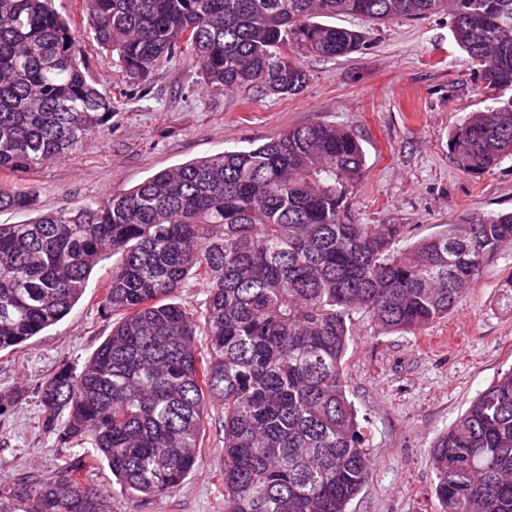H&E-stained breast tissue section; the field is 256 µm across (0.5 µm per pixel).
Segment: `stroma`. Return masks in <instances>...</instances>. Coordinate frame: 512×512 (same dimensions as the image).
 <instances>
[{"mask_svg":"<svg viewBox=\"0 0 512 512\" xmlns=\"http://www.w3.org/2000/svg\"><path fill=\"white\" fill-rule=\"evenodd\" d=\"M336 26L359 31L363 46L324 59L301 55L308 80L294 96H257L205 86L191 54L158 63L147 90H132L115 59L86 44L90 82L114 106L104 137L28 177L0 175V186L35 191L43 212L131 189L158 171L316 123L345 127L366 156L364 178L349 196L358 224H400L403 244L441 232L461 214L512 211V161L482 175L463 171L448 151L449 133L488 101L451 17L371 24L341 16ZM112 270L103 260L71 313L14 350L0 352V477L56 475L69 449L44 430L40 385L63 365L79 368L109 336L112 321L99 301ZM512 271V246L488 263L480 282L448 316L425 329L377 333L356 318L343 365L349 394L373 456L368 483L349 512H441L429 451L499 373L512 368V309L498 299ZM221 407L209 410L194 472L169 498H133L108 466L87 475L112 512H224V491L211 469L223 446Z\"/></svg>","mask_w":512,"mask_h":512,"instance_id":"obj_1","label":"stroma"}]
</instances>
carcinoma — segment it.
I'll return each mask as SVG.
<instances>
[{
	"label": "carcinoma",
	"instance_id": "cac0c4a2",
	"mask_svg": "<svg viewBox=\"0 0 512 512\" xmlns=\"http://www.w3.org/2000/svg\"><path fill=\"white\" fill-rule=\"evenodd\" d=\"M82 4L83 31L52 0H0V173L21 178L108 130L112 98L84 72L88 39L136 87L190 51L208 85L293 96L308 80L297 54L361 45L326 19L440 12L495 103L449 134V152L479 175L512 159V96L499 104L512 91V0ZM365 170L349 131L312 124L0 224V351L64 319L93 269L116 257L100 301L111 334L40 389L43 427L95 451L67 457L52 479L0 480V512H111L84 479L103 462L128 494L169 497L195 468L214 405L224 409V512H348L372 473L343 373L354 315L379 333L420 331L512 244V212L469 213L407 247L401 224L353 223L348 194ZM0 209L34 212L37 201L1 187ZM197 284L200 311L177 302ZM430 462L444 512H512V369L439 435Z\"/></svg>",
	"mask_w": 512,
	"mask_h": 512
}]
</instances>
